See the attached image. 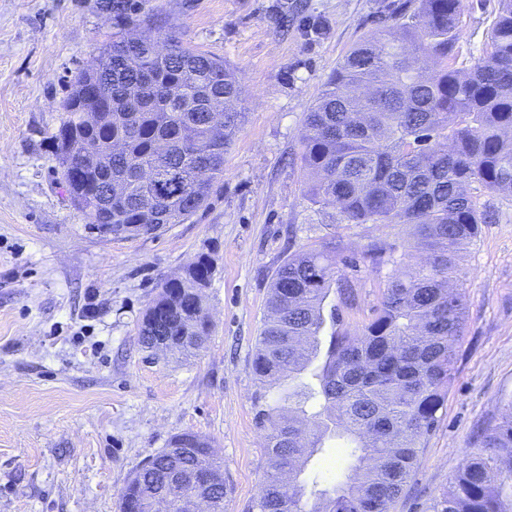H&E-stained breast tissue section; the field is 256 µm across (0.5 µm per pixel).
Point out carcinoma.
Here are the masks:
<instances>
[{
    "mask_svg": "<svg viewBox=\"0 0 512 512\" xmlns=\"http://www.w3.org/2000/svg\"><path fill=\"white\" fill-rule=\"evenodd\" d=\"M498 5L489 48L463 70L461 0H419L413 14L392 17L350 49L305 115L307 199L329 224L411 227L410 247L425 261L401 273L406 254L372 240L364 258L396 271L373 318L354 333L332 330L325 349V323L339 321L338 308L325 306L341 241L301 249L276 269L252 369L262 386L283 392L272 405L256 397L268 467L249 512H390L439 422L466 322L456 257L489 219L470 186L512 197V0ZM112 12L135 29L102 48L112 72L76 78L52 148L58 161L68 136L92 153L107 139L121 145L106 170L59 164L56 172L59 183L81 189L86 220L129 238L206 205L244 112L242 87L223 61L172 38L159 59L153 24L134 23L129 0H112ZM90 96L112 121L88 127ZM108 177L112 208H99L91 194ZM213 268L201 253L160 285L139 327L144 347L158 344L153 331L170 353L204 347L211 324L203 290ZM335 443L349 473L323 486L306 469ZM194 494L224 512L223 467L205 437L184 432L133 474L121 500L132 512H152L157 498L184 512ZM428 512H512V400L477 433Z\"/></svg>",
    "mask_w": 512,
    "mask_h": 512,
    "instance_id": "1",
    "label": "carcinoma"
}]
</instances>
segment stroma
<instances>
[{
	"label": "stroma",
	"instance_id": "obj_1",
	"mask_svg": "<svg viewBox=\"0 0 512 512\" xmlns=\"http://www.w3.org/2000/svg\"><path fill=\"white\" fill-rule=\"evenodd\" d=\"M160 37L219 58L243 89L245 119L205 207L156 235L106 240L54 174L51 137L76 75L117 31L100 0H0V512H119L131 475L184 432L224 464V512H248L267 467L255 419L256 337L289 243L333 234L355 266L338 329L379 307L391 266L365 260L402 224L324 223L304 197V115L379 18L414 0H134ZM497 0H462L467 68L487 48ZM495 214L458 254L466 326L456 371L417 467L392 512H426L479 429L512 399V198L473 185ZM202 253L213 323L199 355L151 359L139 341L161 283Z\"/></svg>",
	"mask_w": 512,
	"mask_h": 512
}]
</instances>
